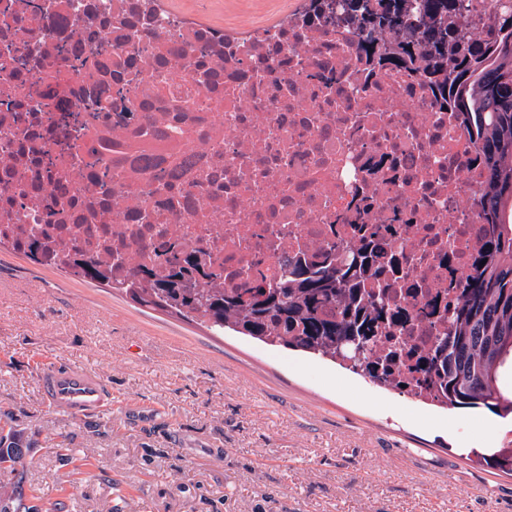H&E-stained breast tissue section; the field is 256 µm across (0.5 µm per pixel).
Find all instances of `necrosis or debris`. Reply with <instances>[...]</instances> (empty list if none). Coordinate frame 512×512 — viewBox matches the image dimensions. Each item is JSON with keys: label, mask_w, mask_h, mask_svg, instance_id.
I'll use <instances>...</instances> for the list:
<instances>
[{"label": "necrosis or debris", "mask_w": 512, "mask_h": 512, "mask_svg": "<svg viewBox=\"0 0 512 512\" xmlns=\"http://www.w3.org/2000/svg\"><path fill=\"white\" fill-rule=\"evenodd\" d=\"M337 4L241 29L165 0H0V241L114 279L191 253L229 290L376 230L400 260L406 344L429 347L473 272L488 160L471 113L421 62L366 60ZM496 11L466 0L457 18L487 32L485 69ZM62 40L82 66L59 65Z\"/></svg>", "instance_id": "4bbe7bcc"}]
</instances>
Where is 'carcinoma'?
Wrapping results in <instances>:
<instances>
[{
	"label": "carcinoma",
	"mask_w": 512,
	"mask_h": 512,
	"mask_svg": "<svg viewBox=\"0 0 512 512\" xmlns=\"http://www.w3.org/2000/svg\"><path fill=\"white\" fill-rule=\"evenodd\" d=\"M374 0L344 4L345 23L356 27L357 47L372 51L375 40L398 39L411 54V41L427 47L424 69L442 92L453 94L461 110L477 113L480 149L493 159L487 191L478 206L487 228L474 256L475 271L453 307L448 333L416 356L414 371L437 393V403L452 408H491L512 414V398L497 390L498 368L512 360V223H496L500 206L512 200V45L500 48L501 60L484 71L476 83L447 85L444 50H460L459 64L485 53L481 36L466 38L455 23L461 0ZM499 28L512 33V0H499ZM389 243L376 232L363 244L344 251L339 245L309 260L297 259L274 281H257L242 288L201 287L194 298L172 303L157 288H136L140 274L130 269L124 282L110 284L140 305L173 309L191 315L211 329L229 327L271 346L293 347L342 362L370 382L403 390L393 378L398 351L380 357L379 337L400 345L396 332L408 322L402 309L389 311L366 288L380 283L391 268ZM366 341L367 351L356 357L343 341ZM0 470L24 473L25 452L15 431L0 426ZM0 512H31L23 497L0 500Z\"/></svg>",
	"instance_id": "1"
}]
</instances>
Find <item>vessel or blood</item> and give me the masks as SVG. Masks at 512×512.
<instances>
[{"label": "vessel or blood", "mask_w": 512, "mask_h": 512, "mask_svg": "<svg viewBox=\"0 0 512 512\" xmlns=\"http://www.w3.org/2000/svg\"><path fill=\"white\" fill-rule=\"evenodd\" d=\"M38 385L49 406L73 415L91 416L112 405L111 390L83 368L46 364L39 372Z\"/></svg>", "instance_id": "obj_1"}]
</instances>
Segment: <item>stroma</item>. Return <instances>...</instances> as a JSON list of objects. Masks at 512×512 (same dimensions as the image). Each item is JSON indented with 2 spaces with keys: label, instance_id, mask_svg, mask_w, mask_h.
<instances>
[{
  "label": "stroma",
  "instance_id": "1",
  "mask_svg": "<svg viewBox=\"0 0 512 512\" xmlns=\"http://www.w3.org/2000/svg\"><path fill=\"white\" fill-rule=\"evenodd\" d=\"M50 360L112 387L47 405ZM37 512H512V417L424 404L338 363L216 333L0 249V415Z\"/></svg>",
  "mask_w": 512,
  "mask_h": 512
}]
</instances>
